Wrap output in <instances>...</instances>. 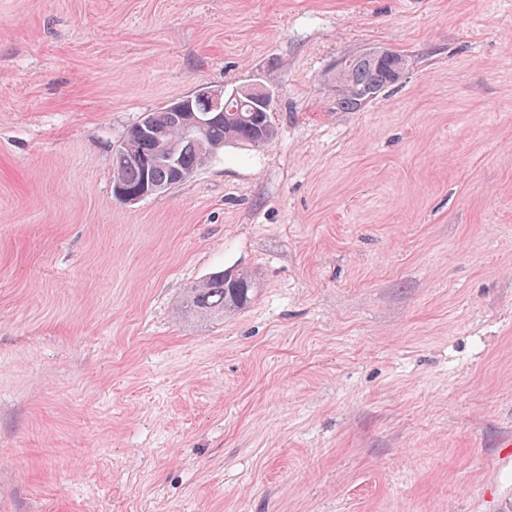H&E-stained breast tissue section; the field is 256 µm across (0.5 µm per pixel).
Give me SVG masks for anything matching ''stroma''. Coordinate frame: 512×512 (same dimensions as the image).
Returning <instances> with one entry per match:
<instances>
[{"label":"stroma","mask_w":512,"mask_h":512,"mask_svg":"<svg viewBox=\"0 0 512 512\" xmlns=\"http://www.w3.org/2000/svg\"><path fill=\"white\" fill-rule=\"evenodd\" d=\"M254 81L269 145L115 197L145 113ZM510 437L512 0H0V512H512ZM363 54L372 59L387 57L389 60H363L357 55L345 58L339 63L336 71V83L339 87L336 104L343 110L360 109L371 100L360 95L365 86H375L381 91L397 83L392 77L395 64L391 59L396 56L394 51L374 48ZM253 290L247 272H218L191 288L185 312L191 317H224V312L246 305Z\"/></svg>","instance_id":"obj_1"}]
</instances>
